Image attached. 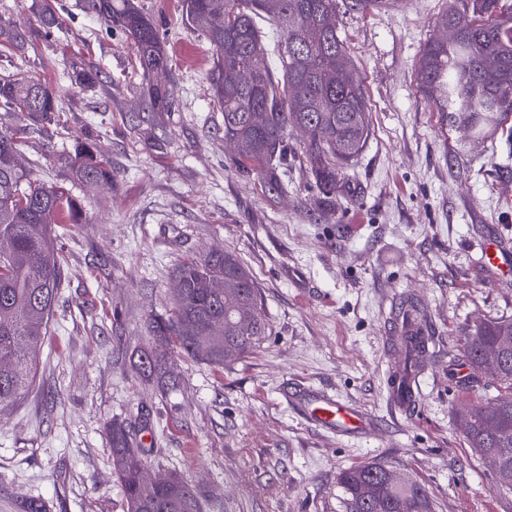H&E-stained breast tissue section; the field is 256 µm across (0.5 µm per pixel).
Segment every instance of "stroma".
Returning a JSON list of instances; mask_svg holds the SVG:
<instances>
[{
	"instance_id": "35a3bbf8",
	"label": "stroma",
	"mask_w": 512,
	"mask_h": 512,
	"mask_svg": "<svg viewBox=\"0 0 512 512\" xmlns=\"http://www.w3.org/2000/svg\"><path fill=\"white\" fill-rule=\"evenodd\" d=\"M172 61V112L148 119L146 80L130 40L56 0H0V21L25 25L23 51L0 52V77L52 84L57 110L36 117L0 107V131H23L18 160L36 184L81 203L55 232L65 259L50 328L33 349L35 380L0 406V512L35 498L46 512H127L109 428L124 422L153 476L177 474L203 512H349L341 471L372 462L423 486L434 512H512V488L469 448L458 388L470 327L512 318V282L477 262L485 234L512 240V169L502 137L441 133L416 73L435 22L452 0H392L340 14L337 26L367 93L372 135L331 209H316L310 177L290 163L288 191L264 192L224 145L210 94L211 48L181 0H135ZM98 73L88 88L72 74ZM97 147L109 185L77 184L75 145ZM234 252L262 298L268 329L246 357L221 366L168 352L179 381L162 389L138 370L151 316H171L173 271L188 256ZM424 313L433 344L408 412L388 385L401 361L404 301ZM353 404L364 434L325 431L295 390Z\"/></svg>"
}]
</instances>
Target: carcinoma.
I'll return each mask as SVG.
<instances>
[{"label": "carcinoma", "instance_id": "1", "mask_svg": "<svg viewBox=\"0 0 512 512\" xmlns=\"http://www.w3.org/2000/svg\"><path fill=\"white\" fill-rule=\"evenodd\" d=\"M83 9L132 42L144 77L152 114L170 112L174 99L166 86L151 81L165 72L169 56L158 27L134 0H83ZM186 21L203 31L213 53L209 84L224 114V141L237 145L236 166L255 173L272 194L288 188V156L293 148L288 129L304 128L298 157L315 184L317 203L327 205L340 191L344 170L358 159L371 133L364 85L352 73L345 41L337 25L339 0H183ZM224 13L218 32L207 18ZM274 27L277 37L263 39L258 21ZM438 30L448 37H430L417 71L422 97L439 112L443 124L462 128L477 139L504 130L512 119V3L508 0H456L441 14ZM28 31L22 25H0V46L23 50ZM261 64L251 86L238 73ZM0 106L37 116L57 111L50 85L38 79L0 77ZM19 153L13 133L0 132V236L12 241L0 255V310L11 313L0 322V405L21 399L36 374L31 353L49 327L63 266L51 246L55 224L62 216L77 223L80 206L65 189L33 185L23 168L12 164ZM72 176L81 183L106 185L112 168L83 143L70 157ZM224 279V294L208 288L213 278ZM179 285L171 317L154 316L149 328L160 346L199 362L222 365L250 351L266 335L267 321L252 275L229 251L214 250L189 257L175 270ZM512 335V319H493L469 331L462 357L471 369L468 389L479 383V352L499 337ZM419 334L403 333L400 348L415 370L427 356ZM139 366L148 378L162 373L150 353ZM501 393L476 408L466 433L480 453L494 450L512 466V353L495 375ZM113 468L118 475L128 512H202L189 485L168 476L158 485L142 475L147 462L134 448L126 428L110 429ZM380 465L352 467L340 481L350 498L351 512H432L426 490L415 482L392 487L377 479Z\"/></svg>", "mask_w": 512, "mask_h": 512}]
</instances>
